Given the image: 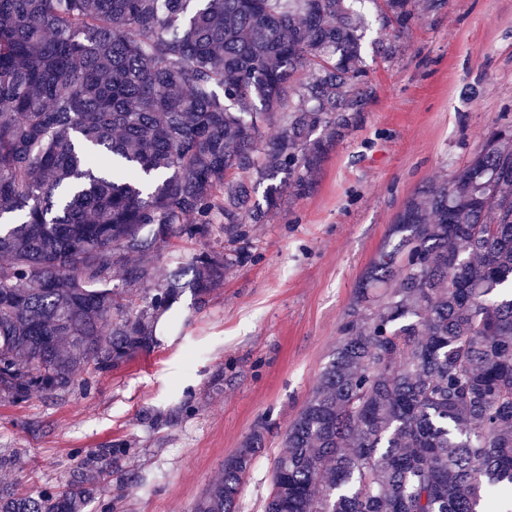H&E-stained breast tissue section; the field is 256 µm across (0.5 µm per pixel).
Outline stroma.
Listing matches in <instances>:
<instances>
[{"label":"stroma","instance_id":"obj_1","mask_svg":"<svg viewBox=\"0 0 512 512\" xmlns=\"http://www.w3.org/2000/svg\"><path fill=\"white\" fill-rule=\"evenodd\" d=\"M416 18L392 58L364 64L376 93L359 128L314 173L246 224L251 257L224 274L205 305L184 291L151 350L101 375L85 372L63 398H0V485L65 486L80 459L119 443L104 495L87 512H192L254 432L263 444L238 512H263L285 433L328 361L354 291L406 202L455 176L496 122L512 120V0H451Z\"/></svg>","mask_w":512,"mask_h":512}]
</instances>
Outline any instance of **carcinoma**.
Masks as SVG:
<instances>
[{
	"mask_svg": "<svg viewBox=\"0 0 512 512\" xmlns=\"http://www.w3.org/2000/svg\"><path fill=\"white\" fill-rule=\"evenodd\" d=\"M365 2L409 33L415 0H0L1 396L59 399L122 366L179 289L202 304L248 259L246 221L305 194L361 122ZM221 219L224 253L160 277L172 239ZM261 446L226 458L194 512H237ZM124 452L83 457L65 489H0V512H85ZM264 512H512V121L397 216Z\"/></svg>",
	"mask_w": 512,
	"mask_h": 512,
	"instance_id": "obj_1",
	"label": "carcinoma"
}]
</instances>
